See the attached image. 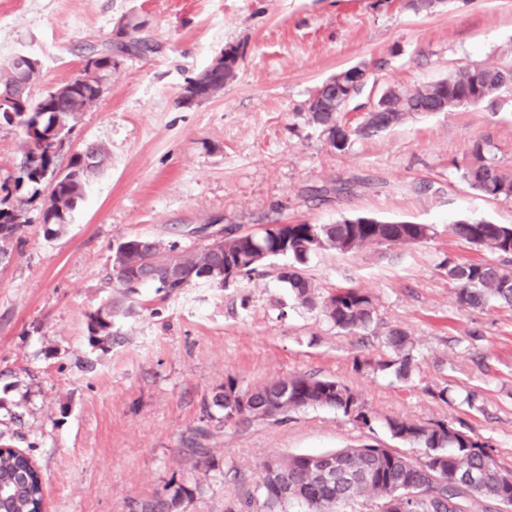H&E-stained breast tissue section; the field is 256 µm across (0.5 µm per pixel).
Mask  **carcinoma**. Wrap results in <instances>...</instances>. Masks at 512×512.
<instances>
[{
    "instance_id": "carcinoma-1",
    "label": "carcinoma",
    "mask_w": 512,
    "mask_h": 512,
    "mask_svg": "<svg viewBox=\"0 0 512 512\" xmlns=\"http://www.w3.org/2000/svg\"><path fill=\"white\" fill-rule=\"evenodd\" d=\"M130 46L106 38L88 49L86 58L97 59L96 71H79L66 82V92L56 95L48 89L39 96L20 94L21 85L35 84L39 73L25 59L10 58L0 64V129L10 128L20 134L19 163L14 173L15 189L0 185V257L13 254L21 246L26 222L15 221L25 206L41 196L46 172L57 170L58 156L47 151L35 152L30 128H37L55 139L68 137L81 112L97 101L105 80L125 58H144L157 52V43L145 32V22L127 18ZM234 78L230 70L204 84L206 97L224 89ZM475 69H462L448 85V100L455 107L486 105L492 107L505 86L512 85V67H483L479 88H474ZM310 119L332 138L342 140L336 150H345L352 139L368 132L353 127L345 134L346 123L336 112H312ZM106 156L104 148L86 143L70 155L63 175L51 186L42 202L41 223L46 233L68 223L71 212L84 197L87 179L93 170L85 158ZM472 160L464 165L461 177L481 193L493 198H512V178L501 173L484 154L480 142L472 145ZM233 241L217 255L202 247L181 249L185 278L174 281L165 293H176L188 285L209 280L211 268L237 263L236 255L267 251L274 257L288 259V284L297 302L308 308L320 307L336 329L347 334H376L377 311L371 296L357 288H338L326 297L319 296L302 275V268L323 251L351 252L371 245L401 246L429 239L434 228L429 224H290L288 237L280 229H267L252 237L234 229L225 231ZM448 234L504 259H512V224H486L459 220L448 225ZM115 255L125 258L112 268L107 285L119 297L105 307L88 314L90 341H110L114 320L136 313L125 299L138 289L151 287L150 281L135 279L131 273L141 269L140 237L118 241ZM448 279L457 285V302L476 308L496 300L512 305V269L496 262L470 264L448 263ZM392 359L380 361L382 371L396 379L410 377L414 363V344L409 334L392 328L380 336ZM213 406L224 411V419L244 418L263 421L268 416L284 419L307 409L328 408L352 418L358 425L372 428L373 417L364 402L337 379L295 374L262 384L243 386L233 378L224 382V391L212 399ZM385 427L390 436L402 443L421 448L422 456L412 458L396 448L357 445L336 451V465L341 478L328 484L299 454L275 457L262 466L253 491L228 504L225 512H279L277 486L288 485L293 502L290 512H349L353 505L368 512L401 503L396 512H512V470L502 467L491 454L492 448L456 428L452 422L430 425L410 419H389ZM187 489L170 484L165 493L137 505L140 512H170ZM44 500L41 471L34 460L9 446L0 448V512H40Z\"/></svg>"
}]
</instances>
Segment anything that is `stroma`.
Masks as SVG:
<instances>
[{"label":"stroma","mask_w":512,"mask_h":512,"mask_svg":"<svg viewBox=\"0 0 512 512\" xmlns=\"http://www.w3.org/2000/svg\"><path fill=\"white\" fill-rule=\"evenodd\" d=\"M131 15L162 50L113 70L72 134L105 148L104 167L57 233L33 202L21 248L0 259V440L38 462L46 512H130L172 483L189 491L176 512H224L275 456L361 444L420 456L390 436L389 418L452 421L511 468L512 307L457 303L448 263L491 255L446 227L512 224V198L481 194L459 171L480 141L512 175V89L495 108L418 114L342 152L308 108L325 80L354 66L369 70L346 108L357 124L387 89L512 64V0H443L427 14L398 0H0V60L37 58L41 93ZM227 48L237 52L234 78L181 105L187 79ZM359 216L438 230L414 245L324 252L304 271L322 296L368 292L380 329L410 334L409 380L376 369L389 357L379 339L340 332L298 304L280 259L226 285L142 289L141 310L116 321L111 344L89 340L87 315L110 298L120 239L198 248L223 227ZM294 374L350 387L371 429L327 408L243 422L212 405L227 378L246 386ZM443 388L444 402L433 396Z\"/></svg>","instance_id":"stroma-1"}]
</instances>
